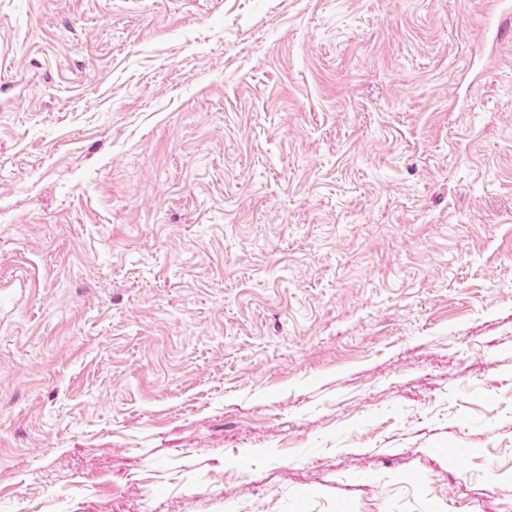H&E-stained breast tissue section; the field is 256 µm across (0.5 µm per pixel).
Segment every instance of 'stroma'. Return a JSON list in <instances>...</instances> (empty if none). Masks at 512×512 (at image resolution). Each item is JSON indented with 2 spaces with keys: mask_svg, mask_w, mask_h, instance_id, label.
I'll return each mask as SVG.
<instances>
[{
  "mask_svg": "<svg viewBox=\"0 0 512 512\" xmlns=\"http://www.w3.org/2000/svg\"><path fill=\"white\" fill-rule=\"evenodd\" d=\"M494 0H0V512H512Z\"/></svg>",
  "mask_w": 512,
  "mask_h": 512,
  "instance_id": "35a3bbf8",
  "label": "stroma"
}]
</instances>
